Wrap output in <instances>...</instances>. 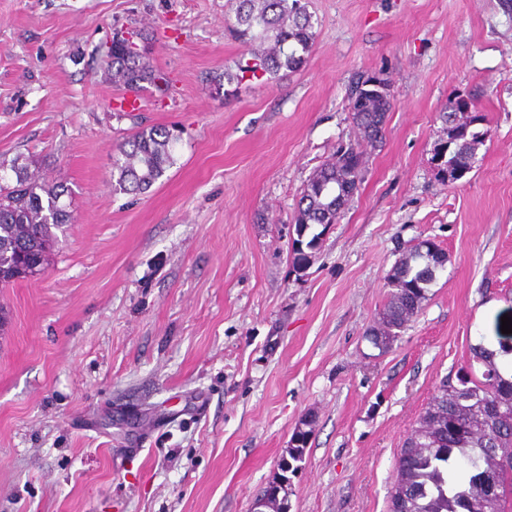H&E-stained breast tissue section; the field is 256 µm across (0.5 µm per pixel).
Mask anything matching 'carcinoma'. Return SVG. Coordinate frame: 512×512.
<instances>
[{
	"label": "carcinoma",
	"mask_w": 512,
	"mask_h": 512,
	"mask_svg": "<svg viewBox=\"0 0 512 512\" xmlns=\"http://www.w3.org/2000/svg\"><path fill=\"white\" fill-rule=\"evenodd\" d=\"M235 4L231 29L249 47V60L238 63L240 72L259 71L263 76L276 77L283 69L293 71L302 66L314 33L311 16L301 0H235ZM145 55V51L115 37L107 51L110 80L130 91L144 83H156L159 76ZM347 101L351 121L364 141L372 146L381 143L391 102L378 100L370 90ZM484 137L485 132L475 125L459 132L452 145L439 144L436 151L446 153L448 166L464 174L475 167L476 149ZM177 140L174 129L166 127L153 126L132 135L119 147V156L112 163L114 188L134 193L148 190L174 164ZM353 150L352 145L345 151L337 150L304 185L294 216L296 269L309 267L322 233H314L307 240L303 236L313 225L339 223L353 199L351 190L361 183L363 169L355 162ZM34 165L30 159L11 160L9 169L15 185L0 186L1 284L28 277L35 264L43 269L55 239L54 230L70 219V204L63 198L71 197V192L61 183H47ZM442 256L443 249L435 243L419 242L391 267L378 326L368 333L373 345H393L405 325L421 311L428 289L443 269ZM508 355L502 347L474 345L469 360L440 380L428 408L400 448L411 456L402 475L394 476L389 512H512V500L506 497V484H512V477H497L491 471L497 453L512 448V361L502 364ZM490 380L499 403L508 411V417L498 422L489 421L483 407V385ZM315 425L314 414L302 417L280 460L281 474L256 502H274L280 480L300 471ZM462 461L467 472L457 479L454 470Z\"/></svg>",
	"instance_id": "1"
}]
</instances>
